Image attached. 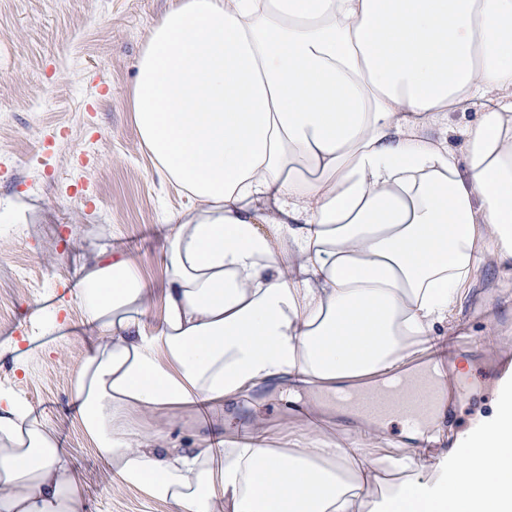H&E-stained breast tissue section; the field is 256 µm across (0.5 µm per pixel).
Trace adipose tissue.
Returning <instances> with one entry per match:
<instances>
[{
  "label": "adipose tissue",
  "instance_id": "adipose-tissue-1",
  "mask_svg": "<svg viewBox=\"0 0 512 512\" xmlns=\"http://www.w3.org/2000/svg\"><path fill=\"white\" fill-rule=\"evenodd\" d=\"M132 110L188 203L161 290L99 257L75 296L101 338L77 419L116 482L174 512H512V407L474 441L434 413L397 457L317 415L362 378L413 387L479 264L512 267V0H176ZM266 384L303 405L292 447L221 417L187 448L162 421ZM80 510L44 417L0 384V512Z\"/></svg>",
  "mask_w": 512,
  "mask_h": 512
}]
</instances>
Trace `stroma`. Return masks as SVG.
Masks as SVG:
<instances>
[{"mask_svg":"<svg viewBox=\"0 0 512 512\" xmlns=\"http://www.w3.org/2000/svg\"><path fill=\"white\" fill-rule=\"evenodd\" d=\"M173 0H0V383L48 418L82 489L81 512H172L118 486L75 419V372L96 343L74 295L83 266L118 250L159 284L168 216L185 197L153 172L133 120L136 63ZM68 305L64 328L33 335L36 309ZM453 370L470 383L448 417L473 428L501 408L485 368L512 336V274L481 268L462 313ZM273 445L299 432L258 393Z\"/></svg>","mask_w":512,"mask_h":512,"instance_id":"1","label":"stroma"}]
</instances>
